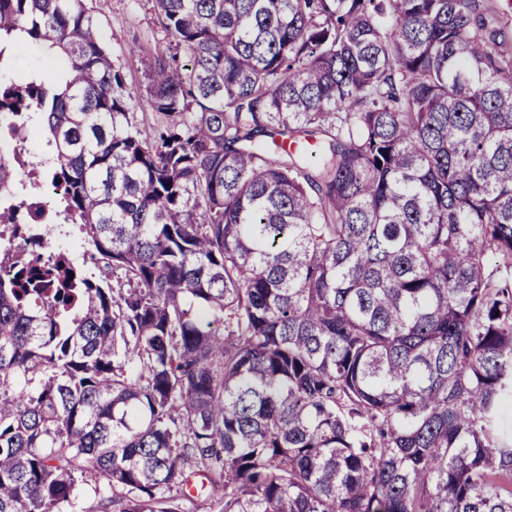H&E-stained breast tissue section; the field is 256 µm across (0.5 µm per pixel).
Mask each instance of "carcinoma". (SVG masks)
<instances>
[{"label":"carcinoma","instance_id":"1","mask_svg":"<svg viewBox=\"0 0 512 512\" xmlns=\"http://www.w3.org/2000/svg\"><path fill=\"white\" fill-rule=\"evenodd\" d=\"M0 0V512H512V23L495 0ZM189 57L184 65L180 57ZM39 197L118 287L17 246ZM88 6L98 19V33L116 66L123 69L129 87L141 89L139 98L128 110L132 124L144 135H153L165 118L147 102L146 64L168 46L164 29L152 8L151 0H88ZM142 44L146 53L135 60L128 59L127 48ZM50 69L39 50L19 51L15 49L12 56H6L1 63L0 80L9 82L27 75H37L46 79L45 71ZM185 478L187 480V484H189V487L191 488L192 496L183 500V512H208V505L204 500L205 496L201 495L198 497L201 482L205 480L206 488H208V481L205 478L203 479L202 475L195 471L193 467L189 466L186 467ZM195 485L199 486L197 491ZM85 510H92L93 512H113L111 509L104 510L100 505V498L94 491L93 486H84L81 490L79 497L74 501L73 506H67L64 511L66 512H83Z\"/></svg>","mask_w":512,"mask_h":512}]
</instances>
